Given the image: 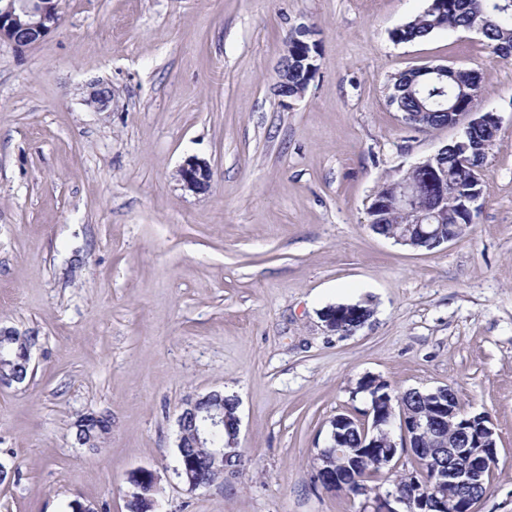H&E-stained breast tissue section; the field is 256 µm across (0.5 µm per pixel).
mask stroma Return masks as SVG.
I'll return each mask as SVG.
<instances>
[{"label": "stroma", "instance_id": "1", "mask_svg": "<svg viewBox=\"0 0 512 512\" xmlns=\"http://www.w3.org/2000/svg\"><path fill=\"white\" fill-rule=\"evenodd\" d=\"M427 0H61L62 23L0 42V325L37 332L25 383L0 389V512H128L130 477H158V512H361L317 487L312 458L371 374L394 392L451 389L488 414L499 456L480 512H512V62L474 32L397 43ZM320 68L279 97L290 31ZM477 70L500 117L473 224L433 250L369 227L388 179L458 136L422 132L388 100L424 65ZM112 87L110 111L83 101ZM207 193L175 179L188 157ZM368 303L347 336L322 311ZM238 397L223 482L176 474L186 399ZM104 412L101 448L77 416ZM85 88L86 97L84 102L90 104L92 101H96V111H107L112 102V87L104 81L95 80L86 84ZM180 186L194 194H204L211 187L213 171L210 164L195 156L189 157L176 171ZM90 422V426L84 428V431L82 432L78 431L72 423V437L80 446L87 448H99L100 445L103 444L111 435L112 430L105 426L97 427L93 418L90 419Z\"/></svg>", "mask_w": 512, "mask_h": 512}]
</instances>
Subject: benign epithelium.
<instances>
[{"label": "benign epithelium", "instance_id": "1", "mask_svg": "<svg viewBox=\"0 0 512 512\" xmlns=\"http://www.w3.org/2000/svg\"><path fill=\"white\" fill-rule=\"evenodd\" d=\"M62 21L58 0H3L0 3V41H8L16 46L25 47L45 38ZM300 35L296 39L299 46L285 47L278 69L276 92L288 97V56L295 58L298 74L311 80L319 70V54H311L308 48L318 49L317 41L312 39L313 30L300 26L295 28ZM97 102L96 111L105 112L112 102V87L100 80L86 84L84 102ZM445 148L407 169L427 170V180L442 184L448 180V171L441 166L432 165ZM180 186L196 195L206 193L211 187L213 171L210 164L195 156L184 161L176 171ZM445 195L431 198V203L420 202L415 185L407 178L397 184L393 197L375 203L372 211L392 209L399 216V230L387 235L394 243L412 249H435L456 238L446 231L445 225L435 223L445 210ZM355 312L354 307H328L322 314L325 326L332 332L345 334L343 319ZM411 393L419 399L424 409L413 411L400 404L395 406L386 401V407L379 412L374 407L365 409L362 417L354 418L338 415L331 421V427L324 446L317 449L313 457V474L316 485L328 490L336 489L342 483L344 473L336 469V459L346 457L357 463H368V457H377L383 466L391 470L407 455L424 457L430 474L437 486L444 492L456 496L459 512H474L472 498L461 497L459 492L473 490L483 486L486 475L491 473L498 456V440L491 418L481 415L485 423L479 432L458 427L457 439L448 440L445 425L448 419L463 413L455 394L447 388L422 390L414 388ZM239 400L235 397H223L219 391L190 398L180 407L176 423L178 427L177 447L184 448L183 431L191 426L194 431V448H208L207 461L221 466V470H231L235 466V453L229 451L239 433L240 419L237 414ZM348 427L359 431L360 445L346 448L343 444L341 429ZM224 431V444L216 447L211 444L213 432ZM179 476L192 489L207 488L212 483L203 479L195 459L184 454L180 460ZM411 495H404L388 488L371 500L363 501V510L371 512H429L432 502L429 489L416 483Z\"/></svg>", "mask_w": 512, "mask_h": 512}]
</instances>
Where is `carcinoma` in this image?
I'll list each match as a JSON object with an SVG mask.
<instances>
[{
  "label": "carcinoma",
  "mask_w": 512,
  "mask_h": 512,
  "mask_svg": "<svg viewBox=\"0 0 512 512\" xmlns=\"http://www.w3.org/2000/svg\"><path fill=\"white\" fill-rule=\"evenodd\" d=\"M452 29L480 31L486 48L501 58L512 57V0H428L427 6L408 22L392 32L398 43L422 40L439 30ZM477 73L465 68H451L439 74L411 69L393 78L390 103L399 112H420L421 122L428 130L441 128L450 120L451 112H474L478 86ZM496 126L480 122L470 126L464 136L448 142V153L436 160V164L448 169V216L445 224H471L473 218L464 210L463 199L485 184L469 181V170L483 165L487 153L483 144L492 140ZM25 336L0 335V372L28 378L30 370L23 362L26 347ZM104 426H90L80 432L72 429L74 441L87 448H98L111 435ZM413 471L393 483L407 490L414 480L427 481L430 474L420 462L412 465Z\"/></svg>",
  "instance_id": "1"
}]
</instances>
